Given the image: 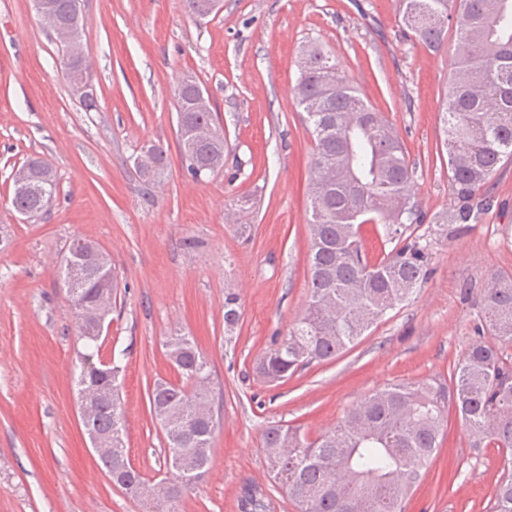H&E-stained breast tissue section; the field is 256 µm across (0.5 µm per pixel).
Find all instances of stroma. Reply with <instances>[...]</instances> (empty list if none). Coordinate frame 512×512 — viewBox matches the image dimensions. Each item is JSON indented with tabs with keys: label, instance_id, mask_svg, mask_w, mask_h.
Here are the masks:
<instances>
[{
	"label": "stroma",
	"instance_id": "obj_1",
	"mask_svg": "<svg viewBox=\"0 0 512 512\" xmlns=\"http://www.w3.org/2000/svg\"><path fill=\"white\" fill-rule=\"evenodd\" d=\"M84 15L90 112L31 0H0V512H144L109 481L78 415L83 345L58 277L78 237L110 253L122 283L101 353L124 368L130 461L149 476L163 466L148 389L175 379L164 343L186 334L210 363L223 416L211 466L180 512H242L249 487L266 493L268 512H296L268 474L266 430L288 424L313 439L385 385L449 379L476 339L482 283L512 273V161L500 163L497 207L480 223L461 235L441 223L450 195L439 113L455 40L433 51L404 33L400 0H222L205 18L181 0H85ZM311 40L401 138L434 272L348 350L270 386L254 363L302 316L308 294L314 143L292 88ZM189 75L226 140L223 168L201 182L177 142L176 90ZM149 141L164 146L167 169L147 189L135 158ZM31 155L53 168L58 189L28 221L11 205L9 175ZM228 291L241 305L229 336ZM507 459L477 446L449 410L407 512H489Z\"/></svg>",
	"mask_w": 512,
	"mask_h": 512
}]
</instances>
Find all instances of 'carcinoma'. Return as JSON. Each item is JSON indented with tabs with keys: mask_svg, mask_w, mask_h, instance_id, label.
Here are the masks:
<instances>
[{
	"mask_svg": "<svg viewBox=\"0 0 512 512\" xmlns=\"http://www.w3.org/2000/svg\"><path fill=\"white\" fill-rule=\"evenodd\" d=\"M44 27L72 22L70 0H56ZM455 32L456 53L449 74L440 121L448 154L451 202L447 223L464 232L491 212L494 199L482 191L498 165L512 158V0H402V24L430 49H439ZM293 88L302 120L314 140L308 195L309 293L302 318L260 357L256 374L265 382H286L314 362L336 357L387 312L410 301L431 274L432 252L409 234L422 223L411 201L415 168L386 116L365 102L321 44L309 42L299 53ZM199 81H181L177 90V139L187 173L197 181L202 171L224 166V129L212 103L198 105ZM321 99L325 111L310 112ZM209 123L210 143L187 148L182 130ZM157 165L142 178L148 186L166 169V151L147 143ZM39 177L49 174L47 194H12L11 204L33 218L47 210L45 196L57 192L55 174L40 157L24 163ZM380 224L393 248L370 254L359 235L363 224ZM95 260L85 267L83 300L95 303L99 287L112 276L119 281L110 254L95 245ZM483 307L470 345L451 373V384L436 379L389 384L350 407L339 423L311 441L290 425L270 427L263 439L269 476L298 512H405L422 479L421 470L437 451L453 403L465 428L480 441L512 450V274L494 272L482 285ZM241 318L239 297L224 296V329L232 334ZM99 351L81 352L77 384L98 391L91 422L112 441L100 459L107 471L129 484L132 497L153 512H176L178 493H166L143 474L127 468L126 417L122 373H108L95 359ZM167 357L178 381L157 379L148 391L150 412L165 424L167 482L178 489L203 477L211 465L220 426L211 384L194 374L209 362L191 336H173ZM265 496L253 489L242 499L244 512H267ZM490 512H512V470L496 488Z\"/></svg>",
	"mask_w": 512,
	"mask_h": 512,
	"instance_id": "carcinoma-1",
	"label": "carcinoma"
}]
</instances>
